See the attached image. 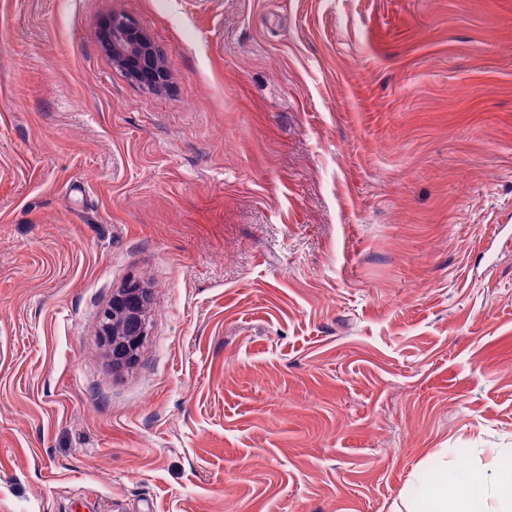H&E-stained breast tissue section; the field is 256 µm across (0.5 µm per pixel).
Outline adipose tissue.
Returning <instances> with one entry per match:
<instances>
[{
    "instance_id": "obj_1",
    "label": "adipose tissue",
    "mask_w": 512,
    "mask_h": 512,
    "mask_svg": "<svg viewBox=\"0 0 512 512\" xmlns=\"http://www.w3.org/2000/svg\"><path fill=\"white\" fill-rule=\"evenodd\" d=\"M497 473L488 481L484 467L455 477L444 459L434 460L427 471L422 495L405 498V512H512V448L495 450L491 460Z\"/></svg>"
}]
</instances>
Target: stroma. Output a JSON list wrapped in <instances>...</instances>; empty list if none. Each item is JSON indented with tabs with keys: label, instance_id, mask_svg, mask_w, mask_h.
I'll list each match as a JSON object with an SVG mask.
<instances>
[{
	"label": "stroma",
	"instance_id": "obj_1",
	"mask_svg": "<svg viewBox=\"0 0 512 512\" xmlns=\"http://www.w3.org/2000/svg\"><path fill=\"white\" fill-rule=\"evenodd\" d=\"M491 448L512 0H0V512H393ZM102 45L130 78L148 84L161 79L155 45L131 18L113 15L100 24ZM150 299L148 288L137 282H130L123 288L112 292L110 301L98 315V332L107 349L113 371L134 364L139 356L143 342L148 336L147 306ZM140 305L138 310L136 305ZM145 318L140 336H131L126 330L127 321Z\"/></svg>",
	"mask_w": 512,
	"mask_h": 512
}]
</instances>
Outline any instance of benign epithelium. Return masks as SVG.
Segmentation results:
<instances>
[{"label": "benign epithelium", "mask_w": 512, "mask_h": 512, "mask_svg": "<svg viewBox=\"0 0 512 512\" xmlns=\"http://www.w3.org/2000/svg\"><path fill=\"white\" fill-rule=\"evenodd\" d=\"M102 45L113 63L130 78L148 84L161 79L155 45L131 18L113 15L100 24ZM150 292L130 282L112 292L98 315V332L107 349L112 370L134 364L148 336L147 306Z\"/></svg>", "instance_id": "obj_1"}]
</instances>
